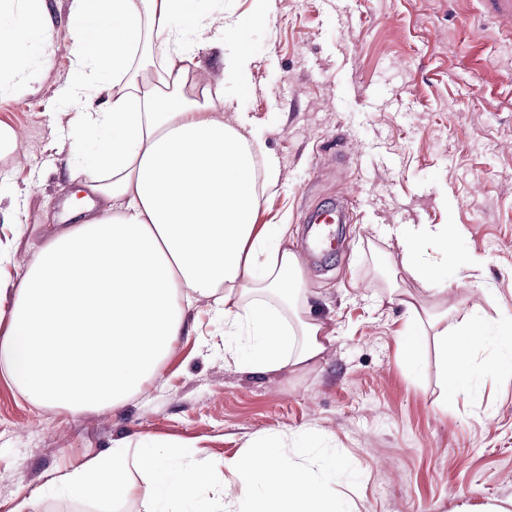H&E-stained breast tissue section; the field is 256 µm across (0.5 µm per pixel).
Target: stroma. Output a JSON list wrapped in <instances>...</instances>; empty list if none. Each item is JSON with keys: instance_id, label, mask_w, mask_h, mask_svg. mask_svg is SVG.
I'll return each mask as SVG.
<instances>
[{"instance_id": "1", "label": "stroma", "mask_w": 512, "mask_h": 512, "mask_svg": "<svg viewBox=\"0 0 512 512\" xmlns=\"http://www.w3.org/2000/svg\"><path fill=\"white\" fill-rule=\"evenodd\" d=\"M55 27L23 90L0 88V122L19 142L0 155V286L17 287L50 221L76 192L89 142L58 86L70 66V0H49ZM258 21L195 51L202 84L224 89L223 117L243 120L275 159L259 221L288 227L302 252L309 210L350 198L339 244L302 260L309 302L334 340L312 369L245 367V339L224 333L209 300L187 310L162 373L119 408L73 414L28 401L0 375V512H146L47 488L55 474L121 444L184 447L221 463L266 443L329 471L347 512H481L512 500V368L490 377L486 344L468 388L444 396L433 348L404 357V309L389 299L401 224H448L472 262L473 288L446 292L400 277L449 327L481 314L488 335L512 316V21L489 0H197L181 28L213 33ZM240 51L249 74L225 72Z\"/></svg>"}]
</instances>
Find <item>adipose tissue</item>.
I'll list each match as a JSON object with an SVG mask.
<instances>
[{
	"label": "adipose tissue",
	"mask_w": 512,
	"mask_h": 512,
	"mask_svg": "<svg viewBox=\"0 0 512 512\" xmlns=\"http://www.w3.org/2000/svg\"><path fill=\"white\" fill-rule=\"evenodd\" d=\"M193 2L71 0L75 53L59 93L92 142L86 178L70 225L52 231L18 288L0 290V371L34 403L74 413L122 404L160 376L202 298L220 311L225 335H247L254 370L309 367L333 340L313 314L287 225L258 221L276 161L224 123L222 88H198L193 54L176 48L183 34L171 21ZM51 26L48 0H0V85L28 66ZM90 28L98 44L85 39ZM144 54L158 67L137 64ZM107 78L112 96L96 103ZM399 243L402 269L416 280H435L427 251L455 263L447 225L405 226ZM455 265L467 284L468 264ZM392 294L409 325L432 329L445 388L457 392L486 341L482 317L452 334L447 312L421 308L397 287ZM184 456L176 464L152 447L133 458L118 445L55 481L85 499L142 496L159 512H182L213 470ZM133 464L142 483L127 475ZM229 467L238 512H341L325 474L284 461L278 448L251 449Z\"/></svg>",
	"instance_id": "1"
}]
</instances>
